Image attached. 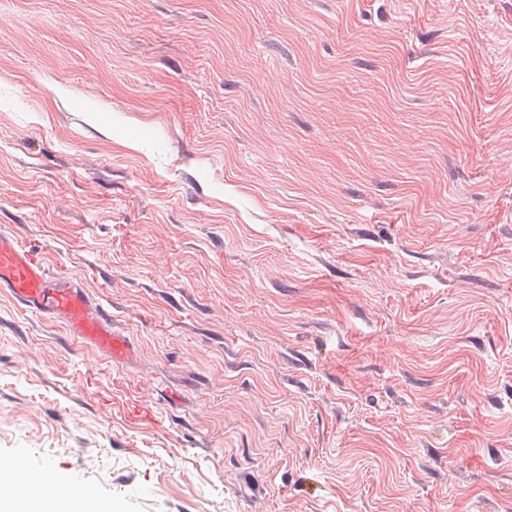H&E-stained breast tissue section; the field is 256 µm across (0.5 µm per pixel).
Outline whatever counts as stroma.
<instances>
[{
  "instance_id": "35a3bbf8",
  "label": "stroma",
  "mask_w": 512,
  "mask_h": 512,
  "mask_svg": "<svg viewBox=\"0 0 512 512\" xmlns=\"http://www.w3.org/2000/svg\"><path fill=\"white\" fill-rule=\"evenodd\" d=\"M0 467L108 512H512V0H0ZM0 290L23 309L61 323L81 346L101 351L112 366L133 354L128 336L112 326V313L94 304L73 278L53 276L12 235L0 233Z\"/></svg>"
}]
</instances>
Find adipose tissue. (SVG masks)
Wrapping results in <instances>:
<instances>
[{"mask_svg": "<svg viewBox=\"0 0 512 512\" xmlns=\"http://www.w3.org/2000/svg\"><path fill=\"white\" fill-rule=\"evenodd\" d=\"M43 479L31 477L24 461L0 472V512H101L90 491L69 488L61 501L42 500Z\"/></svg>", "mask_w": 512, "mask_h": 512, "instance_id": "1", "label": "adipose tissue"}]
</instances>
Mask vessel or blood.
I'll return each instance as SVG.
<instances>
[{"label": "vessel or blood", "instance_id": "vessel-or-blood-1", "mask_svg": "<svg viewBox=\"0 0 512 512\" xmlns=\"http://www.w3.org/2000/svg\"><path fill=\"white\" fill-rule=\"evenodd\" d=\"M0 290L23 309L61 323L81 346L101 351L112 366L133 354L130 337L117 333L112 314L93 303L82 285L53 276L12 235L0 233Z\"/></svg>", "mask_w": 512, "mask_h": 512}]
</instances>
